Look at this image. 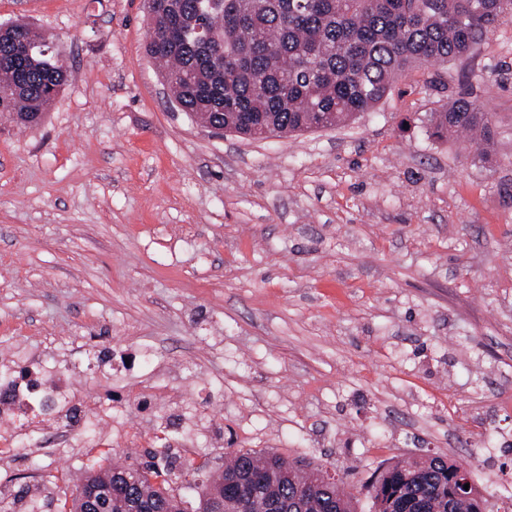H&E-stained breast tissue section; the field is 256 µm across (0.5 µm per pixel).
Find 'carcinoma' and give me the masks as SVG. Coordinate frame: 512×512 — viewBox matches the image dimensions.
<instances>
[{"instance_id":"cac0c4a2","label":"carcinoma","mask_w":512,"mask_h":512,"mask_svg":"<svg viewBox=\"0 0 512 512\" xmlns=\"http://www.w3.org/2000/svg\"><path fill=\"white\" fill-rule=\"evenodd\" d=\"M148 56L163 68L184 111L230 122L252 138L272 126L280 135L339 126L373 109L399 77L435 61L461 58L502 23L512 0H147ZM49 37L16 22L0 32V114L19 126L38 124L67 80V68ZM433 135L475 137L484 155L491 120L460 97L431 119ZM464 465L437 455L399 461L363 485L375 512H482L477 488L458 497ZM198 475L159 463L157 453L93 472L85 482L125 481L149 512H184L173 485ZM28 484L0 496L12 512L30 497ZM247 495L244 512H353L344 482L318 467L305 470L279 454L239 449L206 477L199 500L209 512Z\"/></svg>"}]
</instances>
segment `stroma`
<instances>
[{"instance_id": "1", "label": "stroma", "mask_w": 512, "mask_h": 512, "mask_svg": "<svg viewBox=\"0 0 512 512\" xmlns=\"http://www.w3.org/2000/svg\"><path fill=\"white\" fill-rule=\"evenodd\" d=\"M17 20L69 78L40 126L0 117V365L76 369L116 413L64 454L46 409L0 447L37 512L141 456L116 419L172 461L276 452L349 486L443 455L512 506V448L481 451L512 434V22L346 124L254 139L173 103L145 0H0ZM462 96L492 116L486 158L432 134Z\"/></svg>"}]
</instances>
